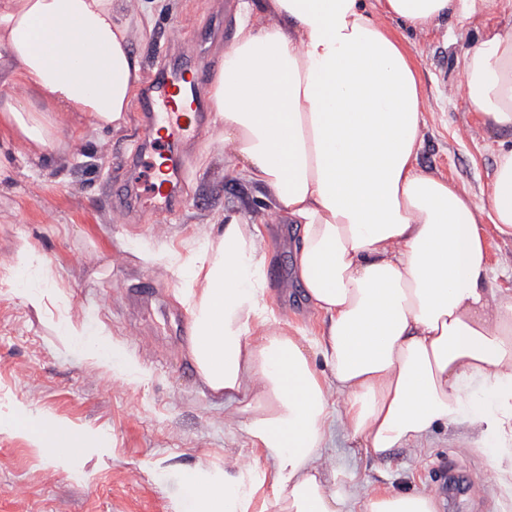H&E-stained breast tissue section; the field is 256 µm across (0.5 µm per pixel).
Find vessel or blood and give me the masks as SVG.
Here are the masks:
<instances>
[{
  "label": "vessel or blood",
  "mask_w": 512,
  "mask_h": 512,
  "mask_svg": "<svg viewBox=\"0 0 512 512\" xmlns=\"http://www.w3.org/2000/svg\"><path fill=\"white\" fill-rule=\"evenodd\" d=\"M178 69L155 73L145 86L142 106L151 112L153 124L160 136L158 161L154 164V179L150 198L157 209L167 211L182 188V158L178 145L203 135L200 123L201 87L206 73L200 46L184 42L178 49Z\"/></svg>",
  "instance_id": "1"
}]
</instances>
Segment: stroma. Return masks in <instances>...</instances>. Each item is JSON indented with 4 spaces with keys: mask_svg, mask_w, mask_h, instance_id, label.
Segmentation results:
<instances>
[{
    "mask_svg": "<svg viewBox=\"0 0 512 512\" xmlns=\"http://www.w3.org/2000/svg\"><path fill=\"white\" fill-rule=\"evenodd\" d=\"M240 0H141L154 21L137 32L131 49L142 72L173 65L164 34L175 24L208 51L209 71L233 40ZM512 23L494 10L464 24L425 29L388 18L386 30L404 46L418 72L424 124L418 164L484 198L498 135L489 133L466 100V52L486 30ZM148 121L133 105L120 131L92 128L83 153L69 139L30 154L0 141V419L26 414L82 429L90 445L63 459L41 455L22 435L0 432V512H175L185 478L221 477L228 456L253 457L224 400L198 380L188 355L189 316L176 300L180 280L146 262L149 253H187L202 244L224 214L263 219L268 264L266 302L308 337H319L321 316L293 277L292 242L301 227L273 209L268 191L248 181L242 163L226 152L219 132L206 127L184 152L183 202L174 212L139 200L117 218L107 199L119 180L145 186L146 165L129 166ZM28 242L49 260L54 275L45 315H37L8 278L13 255ZM69 319L88 337L110 335L145 371L138 384L97 365L69 344L56 324ZM325 453L341 478L363 492L438 487L449 472L479 484L484 456L460 449L454 429H436L422 448L372 455L336 430Z\"/></svg>",
    "mask_w": 512,
    "mask_h": 512,
    "instance_id": "1",
    "label": "stroma"
}]
</instances>
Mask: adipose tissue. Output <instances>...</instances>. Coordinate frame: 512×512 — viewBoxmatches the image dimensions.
<instances>
[{
    "label": "adipose tissue",
    "instance_id": "obj_1",
    "mask_svg": "<svg viewBox=\"0 0 512 512\" xmlns=\"http://www.w3.org/2000/svg\"><path fill=\"white\" fill-rule=\"evenodd\" d=\"M115 0H0V49L22 98L0 100V139L45 150L68 131L120 130L141 83L130 49L147 12ZM424 29L465 22L487 0H379ZM470 108L512 133V24L468 51ZM207 96L225 150L302 233L295 274L324 321L320 338L265 303L257 224L236 214L188 257L150 256L181 280L188 352L203 386L238 415L264 464L189 477L179 512H438L434 491L362 494L324 447L342 427L374 455L454 426L512 496V289L497 285L484 221L512 239V146L495 154L484 200L417 166V72L367 0H241L233 42ZM63 332L97 363L139 381L109 338ZM327 370L319 372L315 358ZM52 457L84 445L72 426L13 418Z\"/></svg>",
    "mask_w": 512,
    "mask_h": 512
}]
</instances>
